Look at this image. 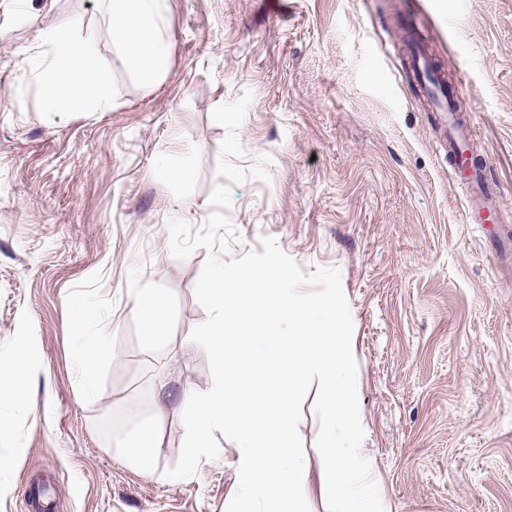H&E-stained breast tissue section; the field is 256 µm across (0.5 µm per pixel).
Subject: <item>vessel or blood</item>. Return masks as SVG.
<instances>
[{"label": "vessel or blood", "mask_w": 512, "mask_h": 512, "mask_svg": "<svg viewBox=\"0 0 512 512\" xmlns=\"http://www.w3.org/2000/svg\"><path fill=\"white\" fill-rule=\"evenodd\" d=\"M412 68L417 84L428 101L431 121L443 133L451 172L463 181L467 190L466 211L470 223L494 222L498 207V188L479 167L468 166L463 160L472 131L458 116L453 106L452 92L440 81L422 51H415Z\"/></svg>", "instance_id": "b4317fda"}]
</instances>
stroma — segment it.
<instances>
[{
	"mask_svg": "<svg viewBox=\"0 0 512 512\" xmlns=\"http://www.w3.org/2000/svg\"><path fill=\"white\" fill-rule=\"evenodd\" d=\"M411 17L449 78L472 152L499 186L492 224L465 221L448 153L405 71ZM94 34L110 72L96 112H49L48 30ZM111 0H0V365L25 397L0 403V512H226L236 450L169 480L185 437L170 412L159 470L126 463L164 396L212 385L189 334L206 250L179 261L168 222L229 216L242 256L274 237L304 273L341 272L363 446L385 512H512V0H167L170 63L146 83L112 45ZM185 172L168 178L159 160ZM169 301L146 346L136 289ZM106 330L96 393L78 369L79 303ZM309 390L298 433L310 512H327Z\"/></svg>",
	"mask_w": 512,
	"mask_h": 512,
	"instance_id": "stroma-1",
	"label": "stroma"
}]
</instances>
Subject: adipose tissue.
<instances>
[{
  "label": "adipose tissue",
  "instance_id": "1",
  "mask_svg": "<svg viewBox=\"0 0 512 512\" xmlns=\"http://www.w3.org/2000/svg\"><path fill=\"white\" fill-rule=\"evenodd\" d=\"M165 0H112L113 45L130 68L148 81L163 76L169 63V46L161 31ZM51 72L41 82V98L52 112H91L108 97L110 76L99 60L92 37L76 41L65 28L49 32ZM159 405L146 433L129 445L126 459L144 474H153L162 451L161 429L168 416Z\"/></svg>",
  "mask_w": 512,
  "mask_h": 512
}]
</instances>
